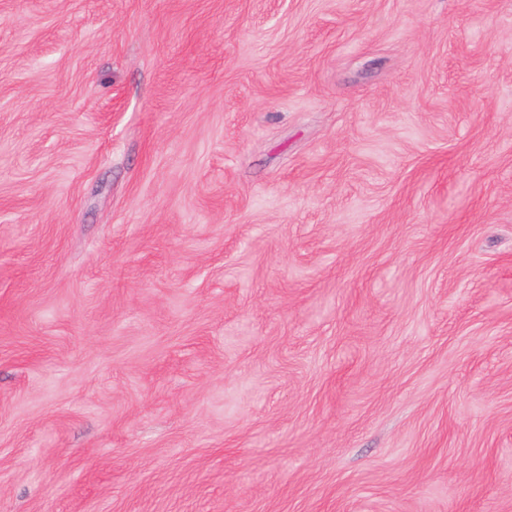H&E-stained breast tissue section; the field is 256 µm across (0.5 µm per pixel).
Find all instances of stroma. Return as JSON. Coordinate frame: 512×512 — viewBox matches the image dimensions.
<instances>
[{
    "instance_id": "1",
    "label": "stroma",
    "mask_w": 512,
    "mask_h": 512,
    "mask_svg": "<svg viewBox=\"0 0 512 512\" xmlns=\"http://www.w3.org/2000/svg\"><path fill=\"white\" fill-rule=\"evenodd\" d=\"M0 512H512V0H0Z\"/></svg>"
}]
</instances>
